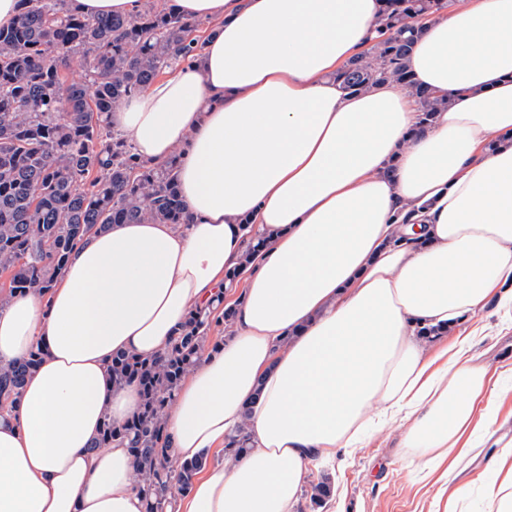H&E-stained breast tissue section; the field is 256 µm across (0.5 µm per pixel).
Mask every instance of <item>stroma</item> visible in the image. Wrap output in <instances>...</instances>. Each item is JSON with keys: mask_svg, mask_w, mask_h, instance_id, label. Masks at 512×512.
Wrapping results in <instances>:
<instances>
[{"mask_svg": "<svg viewBox=\"0 0 512 512\" xmlns=\"http://www.w3.org/2000/svg\"><path fill=\"white\" fill-rule=\"evenodd\" d=\"M458 331L468 337L475 364L501 374L508 392L499 416L506 419L504 431L512 439V316L491 304L468 317ZM403 431L399 422L381 424L366 447L312 466L309 484L329 476L330 494L318 507L301 498L296 512H443L439 492L446 483L424 477L410 464L413 451L402 447Z\"/></svg>", "mask_w": 512, "mask_h": 512, "instance_id": "35a3bbf8", "label": "stroma"}]
</instances>
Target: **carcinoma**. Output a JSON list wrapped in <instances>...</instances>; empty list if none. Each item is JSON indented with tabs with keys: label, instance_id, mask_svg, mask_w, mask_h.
Listing matches in <instances>:
<instances>
[{
	"label": "carcinoma",
	"instance_id": "1",
	"mask_svg": "<svg viewBox=\"0 0 512 512\" xmlns=\"http://www.w3.org/2000/svg\"><path fill=\"white\" fill-rule=\"evenodd\" d=\"M384 2L375 44L349 60L339 78L351 91L387 81L408 86L427 121L448 100L414 86L406 60L417 24L441 10L443 0ZM17 6L14 24L0 28V273H7L0 301L50 288L75 247L111 224L184 223L176 160L142 162L112 133L107 117L201 48L193 36L200 22L167 4H149L132 17L98 18L75 14L68 0H18ZM76 59L85 76L71 81L67 72ZM221 325L230 331L231 310L198 311L160 355L112 360V383H137L143 406L121 425L105 420L93 447L127 444L147 488L146 512H166L201 468L200 460L170 458L165 421L208 332ZM41 358L35 348L0 369V404L16 402ZM248 451L242 428L225 444L224 458Z\"/></svg>",
	"mask_w": 512,
	"mask_h": 512
}]
</instances>
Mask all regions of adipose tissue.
<instances>
[{
  "instance_id": "ef3b65f1",
  "label": "adipose tissue",
  "mask_w": 512,
  "mask_h": 512,
  "mask_svg": "<svg viewBox=\"0 0 512 512\" xmlns=\"http://www.w3.org/2000/svg\"><path fill=\"white\" fill-rule=\"evenodd\" d=\"M213 27L108 120L142 160L177 161L184 224H114L52 288L0 305V368L41 348L0 412V512H145L129 448L104 419L142 409L113 357L156 356L189 314L228 303L166 417L178 460L246 430L176 512H295L309 466L407 422L426 473L495 448L485 512H512L502 390L464 346L429 348L467 315L512 312V0H455L424 21L415 85L449 99L423 125L410 89H345L382 0H175ZM249 450L247 432L241 429L236 436L232 437L228 443L225 444L224 450L214 452L208 456L207 464L217 463L228 458H236L246 454Z\"/></svg>"
}]
</instances>
